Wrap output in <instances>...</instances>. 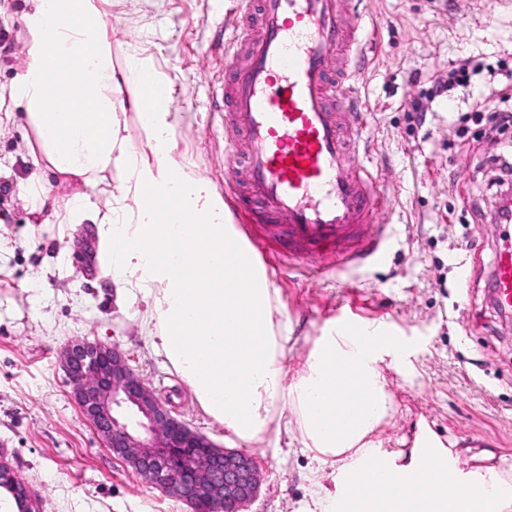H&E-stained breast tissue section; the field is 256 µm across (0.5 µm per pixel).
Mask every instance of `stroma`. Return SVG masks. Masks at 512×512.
I'll use <instances>...</instances> for the list:
<instances>
[{
	"mask_svg": "<svg viewBox=\"0 0 512 512\" xmlns=\"http://www.w3.org/2000/svg\"><path fill=\"white\" fill-rule=\"evenodd\" d=\"M237 0H104L112 65L138 55L171 90L175 159L188 177L223 196L224 116L211 108L224 63L213 48L232 40ZM27 0H0V27L16 52L0 55V178L13 187L0 218V460L26 486L40 512H191L112 454L71 394L59 366L63 348L85 338L117 347L156 397L221 448L243 447L263 484L249 512H297L332 487L329 468L288 436L240 445L198 406L165 366L138 320L119 312L114 285L95 265L102 241L90 220L68 210L88 193L82 181L50 171L37 136L10 92L27 63L21 22ZM375 23L359 83L368 126L361 144L385 188L384 264L337 266L322 278L283 269L281 244L249 225L277 294L276 318L289 321V375L326 327L359 307L380 334L401 337L403 366H383L395 413L382 427L389 450L413 444L419 427L452 440L464 458L512 467V327L478 282L512 244V224L476 223L472 202L497 176L500 143L484 134L490 113L512 88V0H353ZM478 64L465 86L433 91L454 62ZM432 116L411 125L416 100Z\"/></svg>",
	"mask_w": 512,
	"mask_h": 512,
	"instance_id": "1",
	"label": "stroma"
}]
</instances>
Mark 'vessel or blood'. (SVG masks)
Instances as JSON below:
<instances>
[{
  "label": "vessel or blood",
  "instance_id": "1",
  "mask_svg": "<svg viewBox=\"0 0 512 512\" xmlns=\"http://www.w3.org/2000/svg\"><path fill=\"white\" fill-rule=\"evenodd\" d=\"M344 0H238L233 45L222 47L224 79L215 88L224 114V163L244 212L285 241V261L325 251L342 260L383 263L388 255L380 181L355 151L364 19ZM53 112L81 111L77 86L59 83ZM496 299L512 308V248L495 260Z\"/></svg>",
  "mask_w": 512,
  "mask_h": 512
}]
</instances>
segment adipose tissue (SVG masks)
I'll return each mask as SVG.
<instances>
[{"label": "adipose tissue", "instance_id": "ef3b65f1", "mask_svg": "<svg viewBox=\"0 0 512 512\" xmlns=\"http://www.w3.org/2000/svg\"><path fill=\"white\" fill-rule=\"evenodd\" d=\"M100 0H30L22 22L31 42L13 101L26 109L50 167L83 177L94 190L71 207L90 213L110 252L116 301L132 311L154 351L190 387L200 408L239 441L288 434L335 473L334 489L303 512H470L449 497L448 484L476 495L479 512H512V473L466 468L453 446L421 428L410 452L386 451L379 430L394 411L381 365L402 349L368 332L328 329L288 377V326L275 318L276 291L252 247L227 223L208 183L179 176L170 90L161 87L139 118L151 155L125 148L122 89L137 93L145 65L131 56L112 66ZM81 88L83 114L48 111L56 83ZM167 189L177 209L156 221L145 189ZM353 384L354 411L326 408L332 364ZM288 398L295 419L275 405Z\"/></svg>", "mask_w": 512, "mask_h": 512}]
</instances>
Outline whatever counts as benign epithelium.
<instances>
[{"instance_id":"7a95c632","label":"benign epithelium","mask_w":512,"mask_h":512,"mask_svg":"<svg viewBox=\"0 0 512 512\" xmlns=\"http://www.w3.org/2000/svg\"><path fill=\"white\" fill-rule=\"evenodd\" d=\"M61 366L82 413L139 477L195 512H247L261 488L257 462L243 451L217 447L172 415L118 349L76 340L63 352ZM0 488L12 495L17 512H38L2 461Z\"/></svg>"}]
</instances>
